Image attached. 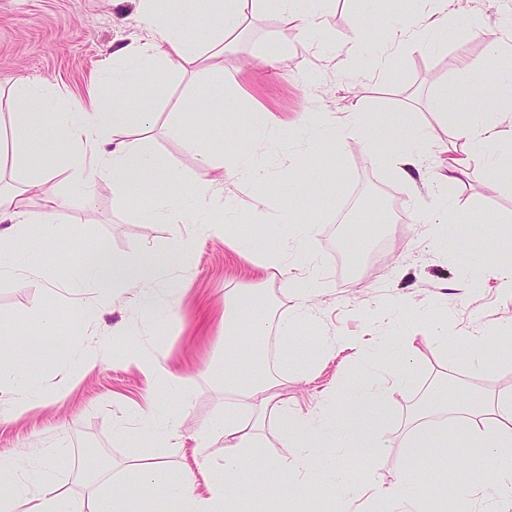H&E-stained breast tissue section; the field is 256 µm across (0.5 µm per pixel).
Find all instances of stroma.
I'll list each match as a JSON object with an SVG mask.
<instances>
[{
	"label": "stroma",
	"instance_id": "obj_1",
	"mask_svg": "<svg viewBox=\"0 0 512 512\" xmlns=\"http://www.w3.org/2000/svg\"><path fill=\"white\" fill-rule=\"evenodd\" d=\"M137 7L138 0H0V115L9 114L10 90L21 80L46 82L55 96L85 97L92 78L111 75L115 49L147 40ZM314 8L322 16L321 27L302 30L286 25L259 0L247 15L242 39L213 67L188 65L163 74L159 84L130 88L131 100L152 98L157 111L144 150L164 157L180 177L176 183L155 184L159 195L190 191L201 173L199 149L216 162L232 163L253 136L251 112L266 109L278 117L258 151L269 168L267 179L226 180L206 223L189 217L178 224L138 223L139 193L113 192L107 180L87 193L62 170L59 144L49 135L28 159L0 157V180L15 184L55 169L44 188L62 199L55 224L57 251L45 253L37 272L0 278V324L20 328L38 343V350L26 356L25 368L43 392L21 415L0 417V459L34 463L43 449H63L59 485L74 499L87 497L89 480L125 477L133 441L118 437L117 430L135 427L149 399L164 400V390L119 355L85 374H71L69 345L92 337L111 341L117 352L123 345L141 344L188 381L191 401L180 416L179 436L166 451V474L176 478L185 468H196V435L224 414L219 336L225 294L234 288L261 289L267 314L281 317L295 305L282 276L263 266L278 248L266 216L281 213L315 228L293 273L312 270L324 282L317 319L300 327L285 349L274 337L260 334L257 324H245L238 348L244 355L255 348L268 354L295 410L314 411L330 388L350 389L367 381L360 353L337 350L336 338L424 336L430 308L445 310L457 327L489 336L485 364L477 370L470 364L469 347L422 346L411 382L396 397L384 425L392 447L344 459L358 488L357 506H366L377 487L422 473L441 487L435 512H469L471 505L459 490L481 479L475 466L479 449L452 448V455L463 461L452 469L430 449L407 448L403 440L411 428V410L440 377L478 405L512 387V295L501 292L488 275L481 287L462 288L469 275L456 260L462 253L492 261L493 244L512 217V174L480 165L464 186L448 187V205L467 206L474 220L448 221L441 246L430 247L434 228L423 217L431 210L440 172L438 147L452 140L449 118L436 115L431 106L444 87L473 106L494 94V87L475 80L465 64L477 60L490 72L512 66V52L495 51L490 44L496 38L512 45V24L506 18L512 0H470L467 13L449 16L447 28L435 33L430 50L422 53L397 45L386 52L381 38L356 37L369 16L406 21L423 10L422 0H316ZM228 74L234 83H225ZM219 95L222 112L183 109L185 101ZM408 107L430 125L435 141L414 179L400 178L381 151L359 148L350 140L337 141L331 150L308 141L357 108L390 146H399L403 134L392 116ZM303 116L312 120L305 137L297 133ZM241 238L253 244L249 255L237 249ZM182 239L192 246L171 270L169 285L179 294L166 326L145 321L134 286L109 311L76 319L60 252L77 255L102 247L118 257L133 251L164 257ZM390 294L403 296L405 309L393 311L386 322L373 321L376 302ZM44 310L56 320L50 336L41 328ZM116 326L124 333L119 341L112 337ZM287 361L307 362L311 369L300 379L295 370L284 369ZM263 441L249 466L266 470V484L243 498L241 512H333L334 502L320 492L317 475L311 478L312 496L290 498L288 477L272 467L287 456L273 425H265Z\"/></svg>",
	"mask_w": 512,
	"mask_h": 512
}]
</instances>
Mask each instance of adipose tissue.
I'll list each match as a JSON object with an SVG mask.
<instances>
[{
	"mask_svg": "<svg viewBox=\"0 0 512 512\" xmlns=\"http://www.w3.org/2000/svg\"><path fill=\"white\" fill-rule=\"evenodd\" d=\"M427 7L416 19L389 25L374 20L368 23L369 33H385L391 41L413 50L424 49L429 34L448 23V0H425ZM250 0H205V12L198 24L206 38L226 39L239 32ZM139 18L149 31L148 40L137 47L123 46L113 51L119 68L113 69L109 90H97L90 102L60 98V110L49 128L58 140L62 157L72 178L87 188H94L97 180L111 181L113 190L127 192L147 187L153 180L175 179V172L162 160L147 156L137 137L148 132L155 123L156 114L151 100L131 103L126 89L146 82L158 64L179 70L187 64L204 63L205 56L199 41L185 38L183 18L158 16V0H139ZM493 83L504 88V95L492 98L482 108L468 112H452L453 101L440 95L437 113H453L451 129L454 138L462 142V155L448 159L443 183L459 182L471 166L492 161L499 168L512 170V153L489 155L488 150L500 139L496 123L487 121V113L512 112V97L506 93L512 87V71L496 74ZM46 97L42 89L30 82L15 86L12 93L11 151L23 159L38 149L40 131L33 123L35 113L43 111ZM201 175L193 185L189 197L155 196L150 204L137 212L142 224L183 221L188 210L204 216L211 198L218 193L224 178L213 176V159L199 157ZM57 197L43 198L40 207H32L25 190L0 189V223H9L7 233H0V252L7 254L11 269L32 265L35 259L51 248L55 237L53 218L57 212ZM270 231L281 243L275 264L300 254L312 225L293 224L281 217L269 219ZM42 227L39 246L16 249L14 240L28 225ZM167 265L156 257L139 252L117 259L105 249H97L88 258L76 257L69 264V278L73 290L91 285L95 295L89 305H75L77 317L86 312L103 311L112 307L130 285H137L139 308L143 317L153 323H162L172 315L175 289L164 287ZM287 286L296 299L290 317L268 319L263 323L265 334L275 336L281 345H288L300 326L316 319L313 302L322 292V283L316 273L291 276ZM266 301L256 289L236 288L224 299V343L236 345L245 321L262 311ZM432 332L428 343L448 344L473 348L470 359L473 367H482L484 348L489 339L474 336L463 330L449 329L447 321L431 315ZM28 347L16 345L0 350V388H6L9 397L0 410L14 413L41 395L39 383L27 376L21 360ZM419 353L414 337H403L392 346L389 357L397 360V367L382 364L378 352L367 353L366 362L374 369L372 381L356 387L343 397L323 401L318 414L304 415L277 401L274 393L278 385L270 372L263 352L254 351L245 371H224V392L227 401L224 418L217 424L203 428L197 435L198 447L210 448L223 443L222 463L202 461L200 469L205 476L203 487H196L193 473L167 481L163 478L165 462L162 448L176 438L180 412L189 404L190 388L187 381L169 372L156 357L139 350L130 351L129 359L140 364L148 378L163 386L169 400L168 407L159 415L149 417L136 431L134 439L139 448L151 447L154 459L141 463L137 453L132 454L129 470L132 480L127 492L102 493L92 489L89 507H82L63 494L57 481L59 457L47 453L36 465L20 461L0 462V512H144L149 496L158 494L176 506L175 512H238L240 499L255 491L263 474L244 466L248 449L258 447L261 430L267 415H274L279 436L292 456L294 479L289 488L292 497L310 496L309 475L323 474V493L336 495L338 512H351L356 486L336 454L347 448L361 454L376 448L388 447L389 441L379 427L388 404L396 393L402 392L410 378V369ZM411 419L414 427L407 435L409 447L432 448L433 452H447L450 443L465 440L482 451L487 474L482 482L481 496L471 489H462V497L471 499L475 512H512V391L498 393L490 406L478 408L459 401L448 390L447 379L437 380L426 397L418 404ZM377 498L386 505L384 512H430L432 496L418 477L390 488H379Z\"/></svg>",
	"mask_w": 512,
	"mask_h": 512,
	"instance_id": "1",
	"label": "adipose tissue"
}]
</instances>
